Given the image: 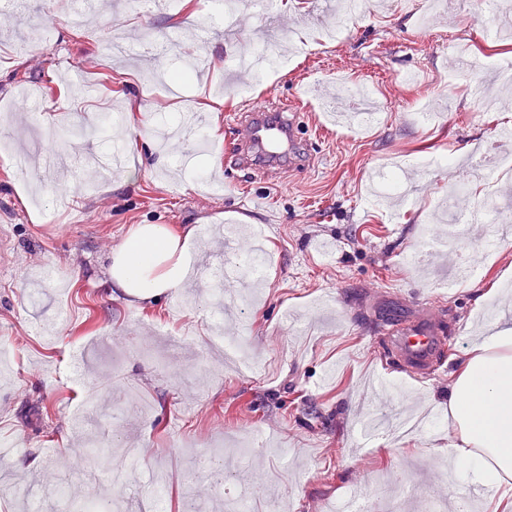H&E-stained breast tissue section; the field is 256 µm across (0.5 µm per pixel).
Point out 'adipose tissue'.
<instances>
[{
    "label": "adipose tissue",
    "mask_w": 512,
    "mask_h": 512,
    "mask_svg": "<svg viewBox=\"0 0 512 512\" xmlns=\"http://www.w3.org/2000/svg\"><path fill=\"white\" fill-rule=\"evenodd\" d=\"M192 269L190 239L161 224L135 225L112 253L115 294L150 300L182 287ZM448 444L441 450L475 484L512 486V324L467 350L448 386Z\"/></svg>",
    "instance_id": "obj_1"
}]
</instances>
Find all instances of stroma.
Segmentation results:
<instances>
[{
    "instance_id": "stroma-1",
    "label": "stroma",
    "mask_w": 512,
    "mask_h": 512,
    "mask_svg": "<svg viewBox=\"0 0 512 512\" xmlns=\"http://www.w3.org/2000/svg\"><path fill=\"white\" fill-rule=\"evenodd\" d=\"M73 0H24L31 23L48 14L31 40L20 41L0 20V512H23L25 500L44 512L70 501L124 498L140 512L153 493L152 473L166 476L167 512H228L230 495L248 512H332L353 485L364 487L368 512L398 508L405 493L438 474L445 429L363 441L353 416L361 408L388 415L414 403L448 416V385L472 339L492 323L478 310L479 290L496 288L512 271V234L494 248L476 232L448 245L447 261L476 265L474 276L440 288L423 261L405 262L429 235L447 237L443 215L449 173L471 165L496 131L512 126V91L493 85L501 107L481 111L455 76L446 43L455 37L478 52L511 57L512 42L486 31L482 0L468 11L447 6L422 26L426 0H372L328 39L334 19L325 0H274L266 13L226 17L207 0H174L142 9L138 0H105L82 28H72ZM276 60L267 76L235 81L226 58L257 45ZM208 76L168 93L161 78L197 57ZM347 84L369 85L380 105L367 127H330L321 98ZM39 111H27L29 91ZM303 97L297 140L310 160L302 172L268 178L224 156L232 138L228 113ZM221 101L206 115L208 150L186 142L159 151L154 131L197 115L204 100ZM166 102L158 110V102ZM429 105L436 118L421 120ZM56 146L67 175L33 162L17 173L25 149ZM441 159L439 169L419 160ZM227 169L231 186L208 190L204 179ZM412 173V202L374 195L371 174ZM512 173L475 174L467 197L478 208L507 210ZM243 237L260 233L267 257L255 291L223 284L225 306L238 310L228 339H244L252 371L226 363L209 346L216 315L206 291L180 288L160 301L112 294L110 256L130 228L165 224L194 228L195 261L220 255L221 223ZM400 314L421 303L438 307L450 338L444 363L429 381L399 373L376 337L368 309ZM92 397L94 411L83 401ZM97 422L103 451L91 461L86 416ZM144 452L125 489L113 486V465L128 449ZM221 451L228 468L215 488L198 466ZM468 483L418 489L421 512H440Z\"/></svg>"
}]
</instances>
